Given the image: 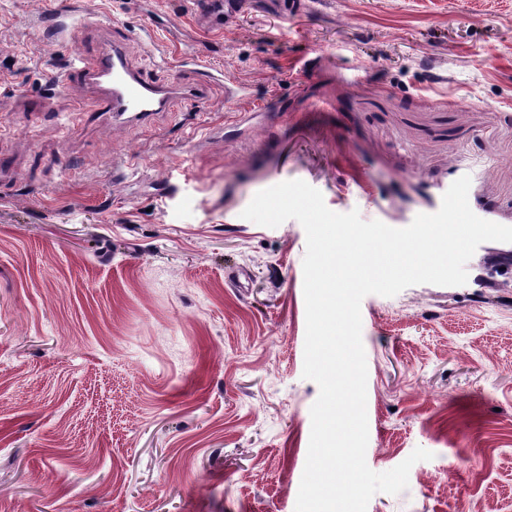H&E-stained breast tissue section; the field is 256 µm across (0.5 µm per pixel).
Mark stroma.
Listing matches in <instances>:
<instances>
[{
  "label": "stroma",
  "instance_id": "1",
  "mask_svg": "<svg viewBox=\"0 0 512 512\" xmlns=\"http://www.w3.org/2000/svg\"><path fill=\"white\" fill-rule=\"evenodd\" d=\"M0 0V512H295L318 385L303 376L306 234L242 218L302 180L393 228L471 178L512 226V0ZM58 14L73 35L51 40ZM206 97L156 125L82 111L76 51ZM247 99L224 96L225 80ZM251 119L223 139L210 130ZM512 243L461 286L361 303L366 462L416 448L408 487L367 512L512 505ZM240 0H202L199 12L213 25H222L239 11Z\"/></svg>",
  "mask_w": 512,
  "mask_h": 512
}]
</instances>
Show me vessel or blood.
I'll use <instances>...</instances> for the list:
<instances>
[{"instance_id":"vessel-or-blood-1","label":"vessel or blood","mask_w":512,"mask_h":512,"mask_svg":"<svg viewBox=\"0 0 512 512\" xmlns=\"http://www.w3.org/2000/svg\"><path fill=\"white\" fill-rule=\"evenodd\" d=\"M239 6L240 0H201L199 11L211 24L219 25L236 15ZM67 78L79 90L95 92L94 110L101 117L138 128L171 111L182 95L180 87L160 85L134 67L118 43L93 58L76 55Z\"/></svg>"}]
</instances>
